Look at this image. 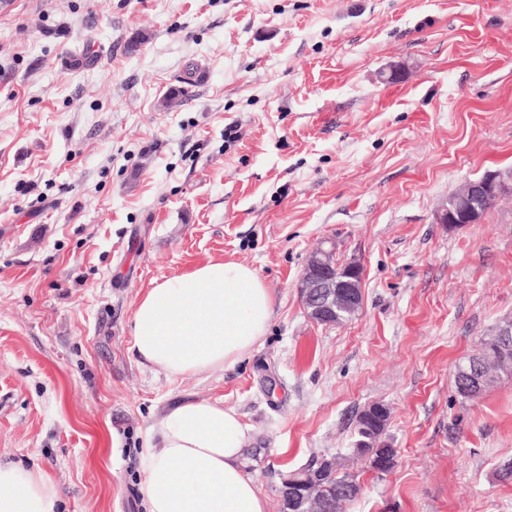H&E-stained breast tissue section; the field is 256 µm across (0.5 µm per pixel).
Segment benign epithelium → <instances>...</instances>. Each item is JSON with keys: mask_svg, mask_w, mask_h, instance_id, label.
Returning <instances> with one entry per match:
<instances>
[{"mask_svg": "<svg viewBox=\"0 0 512 512\" xmlns=\"http://www.w3.org/2000/svg\"><path fill=\"white\" fill-rule=\"evenodd\" d=\"M512 192V171H487L480 178L466 182L437 214L439 224L455 227L474 224L494 199ZM364 265L354 258L344 264L336 262L334 249L317 248L311 253L300 275L297 290L307 317L316 324L335 326L343 322L342 312L362 306ZM462 391L480 387L485 375L475 365L459 367ZM318 474L299 470L288 475L283 485L291 486L298 498L310 499Z\"/></svg>", "mask_w": 512, "mask_h": 512, "instance_id": "1", "label": "benign epithelium"}]
</instances>
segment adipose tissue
<instances>
[{"instance_id":"adipose-tissue-1","label":"adipose tissue","mask_w":512,"mask_h":512,"mask_svg":"<svg viewBox=\"0 0 512 512\" xmlns=\"http://www.w3.org/2000/svg\"><path fill=\"white\" fill-rule=\"evenodd\" d=\"M272 315L273 298L255 270L209 262L138 298L133 347L171 374H200L235 364ZM248 431L220 401H188L157 417L139 458L146 512H266L245 473ZM57 502L55 485L39 470L0 464V512H55Z\"/></svg>"}]
</instances>
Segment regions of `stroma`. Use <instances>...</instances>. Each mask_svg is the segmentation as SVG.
Masks as SVG:
<instances>
[{
	"label": "stroma",
	"instance_id": "obj_1",
	"mask_svg": "<svg viewBox=\"0 0 512 512\" xmlns=\"http://www.w3.org/2000/svg\"><path fill=\"white\" fill-rule=\"evenodd\" d=\"M509 169L512 0H0V462L37 465L59 512H146L148 428L211 400L248 425L268 512L325 457L362 485L343 512H512V372L454 383L512 320V194L435 220ZM324 240L365 265L341 326L297 291ZM227 261L269 289L266 335L197 375L142 363L139 295ZM373 403L382 476L351 454ZM511 192L512 171H487L480 178L466 182L454 193L437 214V223L451 227L474 224L493 199ZM389 420V413L385 416H376L371 420L365 421L360 424L359 417L355 420V435L356 438L364 440V448L373 456H388L396 452V448L391 446L384 440V431Z\"/></svg>",
	"mask_w": 512,
	"mask_h": 512
}]
</instances>
